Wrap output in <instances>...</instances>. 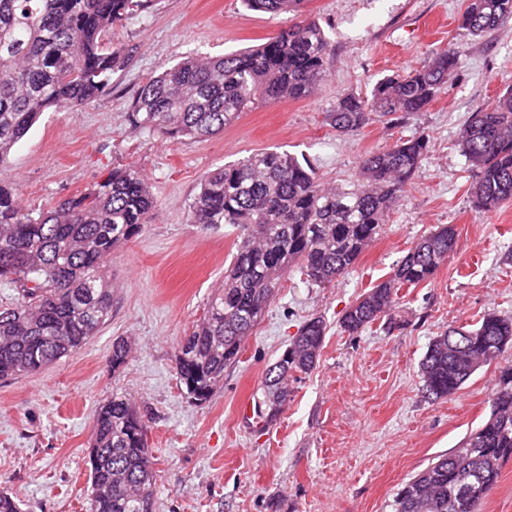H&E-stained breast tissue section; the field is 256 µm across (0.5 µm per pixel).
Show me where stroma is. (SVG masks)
Listing matches in <instances>:
<instances>
[{
  "label": "stroma",
  "mask_w": 512,
  "mask_h": 512,
  "mask_svg": "<svg viewBox=\"0 0 512 512\" xmlns=\"http://www.w3.org/2000/svg\"><path fill=\"white\" fill-rule=\"evenodd\" d=\"M465 0H306L333 51L318 92L262 100L224 131L177 144L133 129L138 88L187 55L220 57L287 28V14L248 10L242 0H153L104 43L127 59L112 91L64 112H46L11 150L1 175L27 206L88 192L112 168L131 166L159 202L150 224L104 262L112 316L75 354L43 370L0 379V489L23 512H89V446L97 407L113 395L140 413L155 457L154 512H388L401 483L457 448L489 413L497 375L475 372L452 399L425 397L418 365L431 339L485 312L512 317V202L472 210L474 180L458 146L469 116L512 87V23L479 36L461 28ZM456 45L464 64L423 112L393 125L376 118L341 136L327 115L337 97L369 93L377 79ZM430 150L379 238L335 284H309L291 269L264 316L224 369L210 401L197 404L176 379L177 342L191 334L230 265L238 231L188 221L204 175L256 150L307 158L318 177L348 185L370 152L418 133ZM454 225L458 248L435 278L400 293L402 329L373 324L357 334L338 320L385 280L420 235ZM328 333L315 369L297 373L276 420L238 419L256 405L268 368L307 319ZM131 345L112 370L114 340Z\"/></svg>",
  "instance_id": "stroma-1"
}]
</instances>
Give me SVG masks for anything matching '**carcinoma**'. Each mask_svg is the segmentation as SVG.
<instances>
[{
	"instance_id": "1",
	"label": "carcinoma",
	"mask_w": 512,
	"mask_h": 512,
	"mask_svg": "<svg viewBox=\"0 0 512 512\" xmlns=\"http://www.w3.org/2000/svg\"><path fill=\"white\" fill-rule=\"evenodd\" d=\"M251 11L291 14L294 23L254 49L222 57L185 56L138 90L128 112L135 128L172 143L208 137L259 99L311 98L326 73L332 43L304 13L305 0H244ZM148 0H0V166L49 110L94 103L111 90L120 53L102 36L142 11ZM512 20V0H466L460 25L474 36ZM463 52L448 46L409 71L379 79L371 96L341 94L331 127L352 135L371 115L394 123L424 111L457 75ZM421 133L363 157L347 187L320 181L312 164L286 151L258 150L208 172L189 204L192 224L239 230L229 272L208 300L203 320L175 349L180 386L195 401L210 399L224 367L237 360L244 338L264 314L288 269L329 284L344 276L376 241L429 151ZM475 172L470 202L490 213L512 201V89L474 112L459 139ZM158 207L134 168H114L87 193L51 207L20 204L0 178V282L14 301L0 305V378L33 374L76 353L111 317L112 288L102 262L136 238ZM454 227L421 237L390 276L345 309L340 328L356 334L392 316L399 292L431 281L456 252ZM328 326L313 317L268 369L262 400L275 419L288 402V377L316 365ZM512 349V318L488 312L474 325L451 326L434 337L420 362L423 390L448 399L477 370ZM130 346L112 344L109 363H126ZM512 461V365L498 371L490 414L451 453L437 457L400 487L391 512H483ZM91 512H153L155 462L146 426L124 397L103 403L89 448Z\"/></svg>"
}]
</instances>
